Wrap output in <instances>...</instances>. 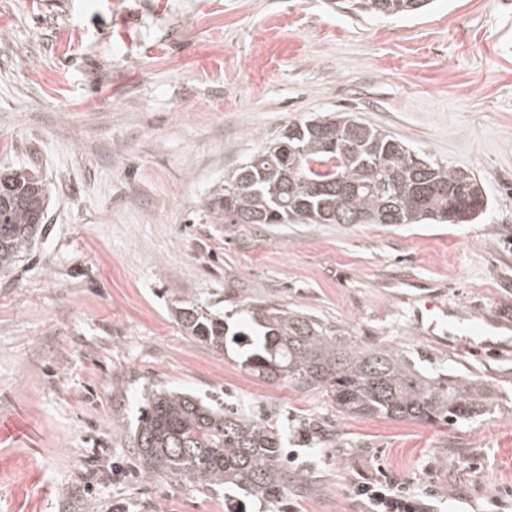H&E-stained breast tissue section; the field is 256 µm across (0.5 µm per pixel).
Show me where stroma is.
Returning <instances> with one entry per match:
<instances>
[{
    "label": "stroma",
    "mask_w": 512,
    "mask_h": 512,
    "mask_svg": "<svg viewBox=\"0 0 512 512\" xmlns=\"http://www.w3.org/2000/svg\"><path fill=\"white\" fill-rule=\"evenodd\" d=\"M351 112L473 172L476 224H228L225 171L320 113ZM52 187L46 226L0 273V512H363L387 474L485 512L512 488V0L407 17L331 0H0V171ZM433 296L432 316L419 317ZM300 308L423 370L476 378L455 426L341 413L190 336L192 302ZM263 418L303 484L269 503L144 475L153 386Z\"/></svg>",
    "instance_id": "35a3bbf8"
}]
</instances>
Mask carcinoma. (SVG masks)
I'll return each instance as SVG.
<instances>
[{
	"mask_svg": "<svg viewBox=\"0 0 512 512\" xmlns=\"http://www.w3.org/2000/svg\"><path fill=\"white\" fill-rule=\"evenodd\" d=\"M430 0H353L358 14L418 13ZM50 202L39 175H0V272L15 266L41 236ZM206 205L232 224H470L489 199L474 173L439 164L402 139L350 113L311 118L224 175ZM236 329L185 302V330L215 348L251 337L243 365L251 373L321 388L353 417L424 424L467 422L492 405L479 381L419 368L391 347L363 344L345 328L264 301L242 309ZM134 433L147 476L235 485L275 497L304 474L284 466L283 443L263 419L189 392L156 389L143 397Z\"/></svg>",
	"mask_w": 512,
	"mask_h": 512,
	"instance_id": "1",
	"label": "carcinoma"
}]
</instances>
